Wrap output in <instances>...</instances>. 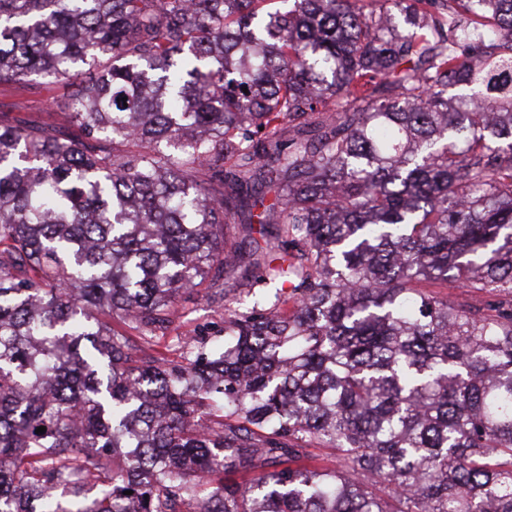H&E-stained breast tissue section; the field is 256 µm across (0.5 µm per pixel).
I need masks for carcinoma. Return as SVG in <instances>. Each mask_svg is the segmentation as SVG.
Returning <instances> with one entry per match:
<instances>
[{
    "label": "carcinoma",
    "instance_id": "cac0c4a2",
    "mask_svg": "<svg viewBox=\"0 0 512 512\" xmlns=\"http://www.w3.org/2000/svg\"><path fill=\"white\" fill-rule=\"evenodd\" d=\"M435 2L0 0L83 133L0 125V512H512V0ZM237 292H226L224 302L222 304H214L207 301L200 294H193L184 296L179 304V311L177 318L171 330L166 336H159L155 341L157 342L156 348L162 351L166 349H174V337L179 334L180 336H195L201 330L208 332L210 335L215 334L222 326L224 312L228 313L231 310H244L250 307L251 298L246 296H235Z\"/></svg>",
    "mask_w": 512,
    "mask_h": 512
}]
</instances>
